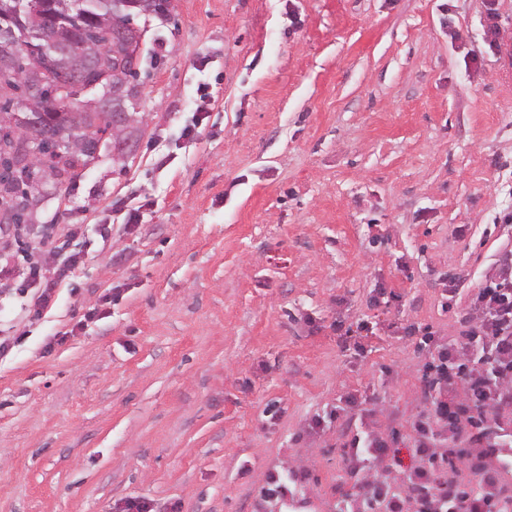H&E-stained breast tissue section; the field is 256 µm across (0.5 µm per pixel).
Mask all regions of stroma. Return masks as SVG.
<instances>
[{"instance_id": "35a3bbf8", "label": "stroma", "mask_w": 512, "mask_h": 512, "mask_svg": "<svg viewBox=\"0 0 512 512\" xmlns=\"http://www.w3.org/2000/svg\"><path fill=\"white\" fill-rule=\"evenodd\" d=\"M138 23L136 153L0 241L14 265L89 244L42 316L0 288V512H252L275 467L336 512L346 437L313 417L357 396L409 469L432 349L403 328L456 340L512 249V0H171Z\"/></svg>"}]
</instances>
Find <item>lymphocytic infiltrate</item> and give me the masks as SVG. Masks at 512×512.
<instances>
[{
	"label": "lymphocytic infiltrate",
	"instance_id": "obj_1",
	"mask_svg": "<svg viewBox=\"0 0 512 512\" xmlns=\"http://www.w3.org/2000/svg\"><path fill=\"white\" fill-rule=\"evenodd\" d=\"M72 250L56 265L17 268L0 264V281L23 277L33 294L29 307L43 313L57 287L79 264ZM477 289L474 307L459 321L460 342L437 346L421 377L424 409L411 425L418 465L398 475L391 465L392 440L355 428L345 460L358 491L339 512H504L503 474L512 472V250ZM303 478L268 471L254 512L275 506L295 512Z\"/></svg>",
	"mask_w": 512,
	"mask_h": 512
}]
</instances>
